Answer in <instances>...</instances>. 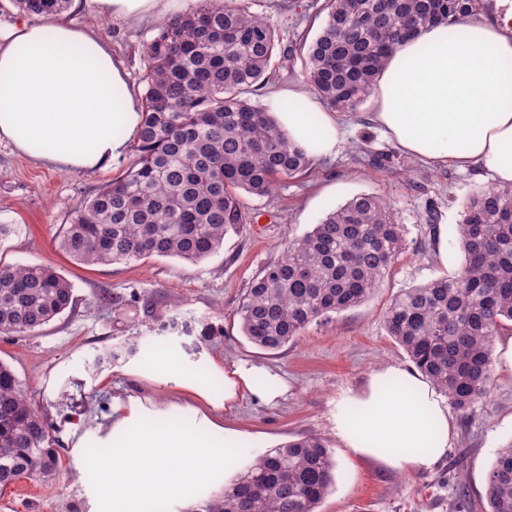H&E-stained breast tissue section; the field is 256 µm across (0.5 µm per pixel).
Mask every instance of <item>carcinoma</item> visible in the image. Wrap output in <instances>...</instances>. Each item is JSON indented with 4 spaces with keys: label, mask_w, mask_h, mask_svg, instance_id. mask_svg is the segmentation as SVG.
I'll list each match as a JSON object with an SVG mask.
<instances>
[{
    "label": "carcinoma",
    "mask_w": 512,
    "mask_h": 512,
    "mask_svg": "<svg viewBox=\"0 0 512 512\" xmlns=\"http://www.w3.org/2000/svg\"><path fill=\"white\" fill-rule=\"evenodd\" d=\"M46 17L70 0H13ZM479 0H324L326 19L300 43L305 81L327 107L353 113L372 95L386 56L428 25L470 17ZM292 51L245 0H213L158 23L146 46L135 161L70 217L60 249L85 265L152 256L195 263L253 223L243 194L264 198L311 159L246 94L270 81L276 51ZM464 263L451 277L398 293L384 326L417 370L463 415L493 385L492 345L512 323V186H490L463 208ZM405 249L385 199L361 193L332 210L252 280L238 314L243 336L278 351L310 324L366 301ZM73 285L49 265L0 266V334L33 333L72 303ZM54 428L0 362V487L53 478ZM336 463L316 436L259 456L202 512H318ZM489 512H512V442L489 471Z\"/></svg>",
    "instance_id": "carcinoma-1"
}]
</instances>
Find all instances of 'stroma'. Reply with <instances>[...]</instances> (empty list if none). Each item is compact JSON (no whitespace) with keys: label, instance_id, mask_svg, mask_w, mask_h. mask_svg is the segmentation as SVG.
I'll return each instance as SVG.
<instances>
[{"label":"stroma","instance_id":"35a3bbf8","mask_svg":"<svg viewBox=\"0 0 512 512\" xmlns=\"http://www.w3.org/2000/svg\"><path fill=\"white\" fill-rule=\"evenodd\" d=\"M311 0H252L284 42L295 34L315 38L324 20ZM76 24L100 33L118 52L137 95H144V50L156 20L137 23L71 7ZM372 102L348 116L346 141L338 154L316 159L307 175L278 184L271 196L246 198L256 215L241 235L230 234L220 250L197 263L174 257L129 263L83 265L64 254L58 240L80 204L117 177L134 160L126 153L107 169L66 173L37 164L0 142V224L15 231L0 242V265L55 267L73 287L63 314L33 333L1 335L0 361L22 381L36 409L52 423L59 440L58 475L42 482L27 477L0 490V512H93V490L80 473L73 447L94 439L112 424V406L131 398L166 400L167 391L124 373L159 346L173 345L198 365L222 358L225 368L246 362L266 367L287 383V392L266 404L251 396L225 411L224 423L247 436L244 463L288 442L316 435L330 447L336 483L319 512H486L487 476L496 452L512 441V370L494 361L488 398L468 416L454 414L457 436L446 454L426 470L390 468L368 458L350 457L332 430L336 396L364 386L387 365L410 368L405 352L387 335L384 312L399 291L453 276L463 254L458 226L463 205L491 184L480 167L461 171L433 167L405 154L371 120ZM386 198L405 227V250L383 285L368 300L310 324L296 342L278 352L250 344L239 329L238 308L249 282L284 253L288 239L310 231L328 212L353 196ZM448 229L438 240L437 227ZM151 297L152 314L140 304L114 311L109 296ZM212 334L201 337L203 328ZM136 344L133 356L98 362L99 354ZM465 485L470 510L455 498Z\"/></svg>","mask_w":512,"mask_h":512}]
</instances>
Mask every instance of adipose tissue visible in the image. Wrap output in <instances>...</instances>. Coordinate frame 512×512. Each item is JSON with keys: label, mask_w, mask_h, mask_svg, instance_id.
Listing matches in <instances>:
<instances>
[{"label": "adipose tissue", "mask_w": 512, "mask_h": 512, "mask_svg": "<svg viewBox=\"0 0 512 512\" xmlns=\"http://www.w3.org/2000/svg\"><path fill=\"white\" fill-rule=\"evenodd\" d=\"M127 21L166 16L174 0H74ZM125 68L97 33L65 15L45 24L17 23L0 41V141L27 157L75 173L107 168L139 138L142 105ZM267 105L289 138L313 158L333 155L342 140L338 112L296 87L268 93ZM373 121L404 153L433 165H476L512 184V7L501 19L469 18L448 29H423L388 57L375 91ZM201 374L172 346L131 376L200 402L191 419L115 405L111 431L77 443L81 469L97 491L96 512H163L170 498L191 497L219 477L235 475L244 435L213 420L240 391L266 402L284 393L268 369L219 361ZM224 380L223 395L207 375ZM332 429L354 457L392 468L427 469L443 456L455 426L438 392L418 371L386 366L363 392L332 403Z\"/></svg>", "instance_id": "1"}]
</instances>
